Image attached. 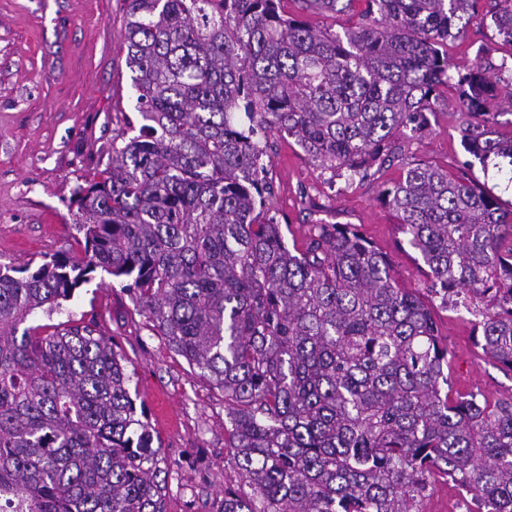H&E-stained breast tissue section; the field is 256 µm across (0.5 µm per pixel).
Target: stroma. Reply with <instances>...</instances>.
<instances>
[{
    "label": "stroma",
    "mask_w": 512,
    "mask_h": 512,
    "mask_svg": "<svg viewBox=\"0 0 512 512\" xmlns=\"http://www.w3.org/2000/svg\"><path fill=\"white\" fill-rule=\"evenodd\" d=\"M490 8L489 0H478L466 35L449 42L452 72L482 63L505 66L512 76V45L497 35ZM124 34L123 0H0V265L35 268L77 250L70 206L77 178L106 159L125 118L137 116ZM463 122L455 89L441 88L427 127L394 136L391 161L351 180L317 168L293 139L271 138L266 152L274 208L289 227L288 243L302 244L314 224H352L389 255L401 284L420 286L418 255L397 214L380 200L408 166L439 165L512 208V175L481 166L465 152ZM469 305L459 297L437 311L451 352V391L512 398V372L474 342ZM90 323L118 343L131 389L146 408L168 469L166 512H219L225 489L248 493L226 441L223 392L170 350L108 275L92 273L60 309L28 320L45 334ZM419 508L471 512L473 504L465 490L439 479Z\"/></svg>",
    "instance_id": "1"
}]
</instances>
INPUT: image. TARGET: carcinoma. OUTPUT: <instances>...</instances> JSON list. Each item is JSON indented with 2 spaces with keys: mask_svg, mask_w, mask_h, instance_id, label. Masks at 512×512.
<instances>
[{
  "mask_svg": "<svg viewBox=\"0 0 512 512\" xmlns=\"http://www.w3.org/2000/svg\"><path fill=\"white\" fill-rule=\"evenodd\" d=\"M137 121L73 191L79 256L0 266V512H165V473L115 343L89 324L27 327L101 270L152 330L224 392L228 445L252 493L222 512H418L436 472L478 509L512 512V399L451 397L435 300L474 301L476 342L512 371V210L418 163L382 190L426 266L397 280L353 224L288 247L262 142L288 136L353 177L418 130L442 86L463 146L512 167V79L450 73L474 0H365L337 33L282 0H124ZM356 0H302L323 13ZM492 24L512 44V0Z\"/></svg>",
  "mask_w": 512,
  "mask_h": 512,
  "instance_id": "obj_1",
  "label": "carcinoma"
}]
</instances>
